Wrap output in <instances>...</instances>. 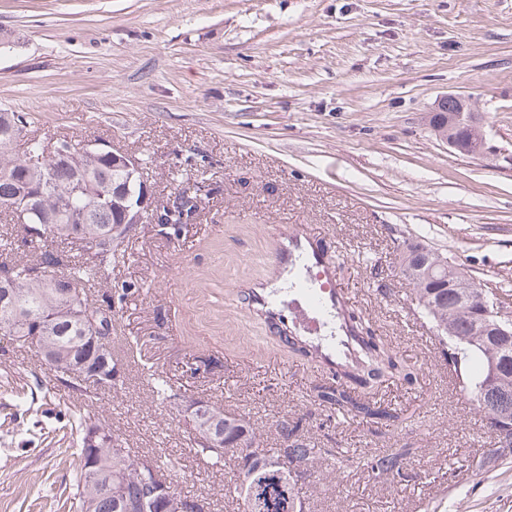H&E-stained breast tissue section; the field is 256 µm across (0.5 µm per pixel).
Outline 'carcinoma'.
I'll return each instance as SVG.
<instances>
[{
	"instance_id": "obj_1",
	"label": "carcinoma",
	"mask_w": 512,
	"mask_h": 512,
	"mask_svg": "<svg viewBox=\"0 0 512 512\" xmlns=\"http://www.w3.org/2000/svg\"><path fill=\"white\" fill-rule=\"evenodd\" d=\"M27 122L6 132L0 128V210L16 218L14 233L0 238V250L12 252L26 247L36 252L32 259L0 261V326L8 330L10 344L31 348L27 337L33 335L36 322L50 319L44 346L37 354H50L77 370L90 368L101 359L97 351L86 348L80 321L71 314L75 303L89 300L86 283L105 275L112 262L127 256L125 242L136 225H126L123 234L103 240L107 228L116 223L120 192L126 189V173L112 168L100 159L79 150L74 142L73 154L67 159L45 160L41 169L31 171L26 166L27 153L40 152L45 138L26 139V152L14 153L15 142L22 137ZM194 198L182 196L175 212L162 209L156 212L160 225H176L191 217ZM39 224L43 234H29L28 226ZM97 243L96 259L77 260L69 246L85 249ZM436 250L422 244H410L400 254L403 276L415 287L417 306L435 323L448 366L464 372L460 389L477 398L487 421L492 426L495 415L512 413V345H504L494 336H479L476 324L484 307L469 296L445 287L442 279H427L416 265L417 252ZM63 277L73 287L71 298H65L52 288V282ZM359 340V363L346 381L333 379L313 386L320 404L343 415L358 417L379 430L381 427L403 424L406 415L362 396L355 387H373L385 379L410 381L413 367L403 363L391 347L373 336L363 321L355 323ZM476 361L480 372L471 376L467 366ZM151 391L155 400L164 403L174 397L167 377L150 374ZM71 393L90 400L100 391L97 382L88 379L68 385ZM67 421L77 433L78 449L72 463L73 512H167L160 500L142 503L145 495L142 481L151 484L167 481L159 457L136 454L117 459L113 446L128 447L120 431L107 420L91 414L82 405L68 408ZM218 428L224 435V447L206 448L197 437L191 439V449L214 466L224 465L231 453L238 459V475L243 481L236 484L241 512H305L295 487L286 482L283 474L293 460L310 467L320 460L335 456L332 448H319L305 438L300 422L284 418L277 421L278 446L267 448L256 428L243 417L224 410V405L211 401L202 414L190 425L191 431ZM413 448L406 445L395 452L370 461L377 474L392 479L409 477L407 465ZM122 473H117L116 468ZM121 475L124 499L117 500L106 492V480Z\"/></svg>"
}]
</instances>
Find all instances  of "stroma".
<instances>
[{"label":"stroma","instance_id":"obj_1","mask_svg":"<svg viewBox=\"0 0 512 512\" xmlns=\"http://www.w3.org/2000/svg\"><path fill=\"white\" fill-rule=\"evenodd\" d=\"M0 112L29 133L102 139L139 160L157 207L179 189L196 209L178 229L137 225L128 258L90 283L115 303L121 365L103 409L133 451L155 454L210 512H238V461L190 450L186 405L204 397L249 419L265 444L301 421L316 446L366 458L412 445L411 480L314 465L306 512H512V463L491 461L483 413L448 381L433 322L411 317L404 242L448 254L512 305V0H0ZM472 98L494 153L457 154L428 119L439 98ZM305 226L335 263L356 312L419 370L375 399L407 409L371 434L318 405L321 364L267 338L240 282L264 278L276 236ZM214 366L196 377L193 357ZM164 372L178 403L154 401ZM76 398L35 351L0 348V512H70L76 436L40 417Z\"/></svg>","mask_w":512,"mask_h":512}]
</instances>
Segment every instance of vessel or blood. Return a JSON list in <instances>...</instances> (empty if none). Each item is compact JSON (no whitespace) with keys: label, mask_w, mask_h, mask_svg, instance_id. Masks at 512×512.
<instances>
[{"label":"vessel or blood","mask_w":512,"mask_h":512,"mask_svg":"<svg viewBox=\"0 0 512 512\" xmlns=\"http://www.w3.org/2000/svg\"><path fill=\"white\" fill-rule=\"evenodd\" d=\"M272 266L285 287L238 285L233 297H244L272 335L312 342L321 363L344 376L356 364L358 352L348 319L351 296L338 281L335 265L307 237L303 225L293 224L282 233Z\"/></svg>","instance_id":"b4317fda"}]
</instances>
